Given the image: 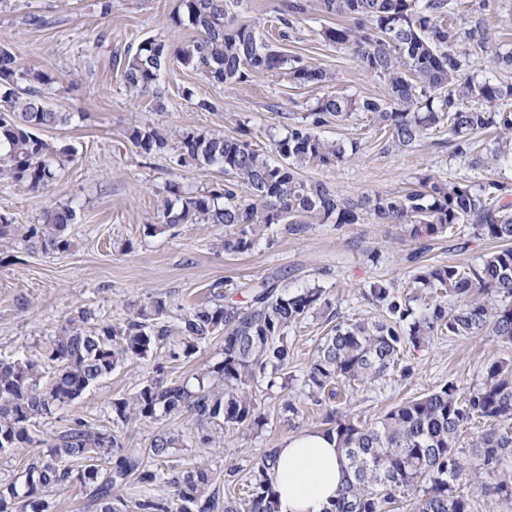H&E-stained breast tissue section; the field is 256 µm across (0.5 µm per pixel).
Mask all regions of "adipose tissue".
Here are the masks:
<instances>
[{
  "instance_id": "ef3b65f1",
  "label": "adipose tissue",
  "mask_w": 512,
  "mask_h": 512,
  "mask_svg": "<svg viewBox=\"0 0 512 512\" xmlns=\"http://www.w3.org/2000/svg\"><path fill=\"white\" fill-rule=\"evenodd\" d=\"M344 469L335 442L325 435L306 433L284 442L272 471L280 512H323Z\"/></svg>"
}]
</instances>
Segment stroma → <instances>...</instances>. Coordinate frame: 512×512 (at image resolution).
Listing matches in <instances>:
<instances>
[{
	"label": "stroma",
	"instance_id": "1",
	"mask_svg": "<svg viewBox=\"0 0 512 512\" xmlns=\"http://www.w3.org/2000/svg\"><path fill=\"white\" fill-rule=\"evenodd\" d=\"M98 0H9L0 8V40L20 55L24 70L52 77L42 86L44 101L57 112L70 114L69 124L42 129L44 139L75 147L58 180L38 192L25 191L0 180V214L12 224L0 239V359L41 353L54 336L73 326L88 312L87 330L127 318L133 304L150 297L167 300L172 315L209 297L212 285L230 281V298L245 301L247 292L270 276L279 287L293 290L320 286L344 319L378 316L364 296L373 280L394 281L421 310L427 295L409 291L404 246L392 244L388 224H312L290 234L275 226L271 244H259L246 254H229L222 247L220 224H178L165 227L164 203L170 184L199 194L223 185L222 174L177 164L176 150L146 156L130 141L137 128H153L175 136L185 127L226 136L249 131L251 144L269 150V132L288 119L308 112L321 92L299 87L287 75L255 77L231 86L216 85L200 74L169 63L159 88L168 101L166 111H154L147 99H132L122 78L125 53L148 38L170 46L192 38L191 30L175 28L168 17L176 0H112V11L101 15ZM336 16L312 9L283 44L290 56L320 65L336 76L335 93L382 97L383 83L359 71L349 50L325 42L321 33L336 26ZM208 101L209 109L198 106ZM331 140H359L361 150L335 166H309L304 178L328 184L344 198L397 193L417 179L480 182L482 172L469 158L453 153L448 129L430 132L413 148L383 153L369 118L320 128ZM70 205L78 216L69 229L67 251L32 250L30 229L43 213ZM159 225L150 234L146 225ZM491 241L476 236L471 225L434 237L424 255L430 264L477 265L491 251ZM328 327L313 314L290 332L293 358L287 372V392L259 388L258 402L270 414L261 432H226L224 445L208 451L188 442L171 458L184 466L199 460L223 473L224 484L239 489L265 449L288 438L323 427L326 410L373 421L403 400L427 393L447 382L462 390L476 386L489 360L512 359V347L487 336H439L428 347L407 349L403 360L409 376L394 373L355 388L337 386L335 398L310 407L304 415L282 413L284 394L305 387L312 354ZM150 370L144 363L118 367L110 377L53 417L40 420L35 440L15 458H0V481L10 480L22 461L42 454L45 443L64 432L75 419L107 424L116 395L132 391Z\"/></svg>",
	"mask_w": 512,
	"mask_h": 512
}]
</instances>
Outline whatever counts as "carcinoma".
Segmentation results:
<instances>
[{"instance_id":"carcinoma-1","label":"carcinoma","mask_w":512,"mask_h":512,"mask_svg":"<svg viewBox=\"0 0 512 512\" xmlns=\"http://www.w3.org/2000/svg\"><path fill=\"white\" fill-rule=\"evenodd\" d=\"M244 0H178L169 15L176 27L196 36L174 48L148 38L125 57L122 77L137 97L165 103L159 83L171 59L213 84L235 85L258 75L286 73L296 84L327 88L329 70L292 59L255 28L237 21ZM323 10L347 22L323 30L330 43L349 49L357 67L386 85L387 97L362 98L327 93L301 120L274 135L272 154L253 147L248 131L228 137L198 128L178 131V162L224 172V187L208 195H189L172 186L166 226L224 225V251L246 254L276 224L300 233L308 224H391L396 240L409 243V285L431 297L419 314L403 302L393 282L368 283L364 296L380 311L376 319L334 322L317 345L307 371V400L320 404L330 386L375 382L408 368L403 354L439 335H488L512 346V186L489 178L473 186L426 177L399 193L342 198L322 181L305 179L308 165L334 166L350 147L321 137L315 129L342 124L359 114L378 125L382 152L404 151L428 131L448 126L456 151H476L473 166L495 171L512 161V83L495 72L512 71V48L497 42L481 17L458 24L466 0H321ZM308 12L307 0H286L276 20L292 29ZM487 56L493 72L478 75L472 60ZM45 72L20 69L9 44L0 43V179L35 192L53 184L72 147H60L39 130L66 125L70 115L46 107L39 86ZM497 134L493 147L475 150L476 134ZM130 140L144 155H164L169 139L155 129H135ZM247 189L240 199L238 190ZM76 211L61 205L44 212L31 229L33 247L66 251ZM456 224L472 225L477 235L500 243L479 266L425 264L427 242ZM225 285L212 286L208 301L169 324V306L151 297L122 322L95 331L65 329L46 350L25 359H0V456L33 441L37 420L54 416L128 361L152 362V375L112 401V419L123 424L187 416L195 443L219 448L224 432L261 431V412L253 385L288 388L289 331L317 310H330L320 286L278 289L264 280L243 304L229 300ZM179 333V349L170 348ZM219 338L223 359L195 375L189 385L167 375L166 362L188 359L199 345ZM478 421L481 432L465 445L460 433ZM322 434L336 439L347 460V474L324 512H394L401 494H415L411 512H478L477 496L492 497L512 512V363L492 360L478 385L463 391L453 382L403 401L371 423L326 412ZM184 444L176 430L160 428L142 448H127L121 436L83 419L29 459L14 477L0 483V512H43L47 490L76 483L88 492L96 512H278L269 471L276 449H267L244 480L245 497L221 492L219 477L204 462L168 473L154 467ZM167 483L172 497L152 493ZM130 485L144 488L133 502L123 497Z\"/></svg>"}]
</instances>
